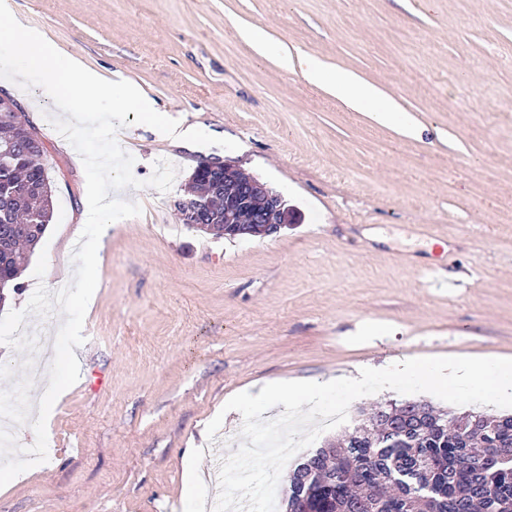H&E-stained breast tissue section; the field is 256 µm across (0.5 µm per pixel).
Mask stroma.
I'll return each instance as SVG.
<instances>
[{"label":"stroma","instance_id":"1","mask_svg":"<svg viewBox=\"0 0 512 512\" xmlns=\"http://www.w3.org/2000/svg\"><path fill=\"white\" fill-rule=\"evenodd\" d=\"M11 2L62 51L239 147L179 143L127 114L117 141L143 185L116 196L142 212L103 233L79 379L47 426V462L0 488V512H196L185 474L212 493L206 449L237 448L243 418L222 411L237 393L367 363L512 357V0ZM257 25L379 87L417 132L259 55ZM0 93L39 130L53 189L47 271L35 278L31 254L21 310L37 285L72 279L86 176L43 88L0 79ZM225 156L298 222L236 240L181 227L194 168ZM161 159L176 169L166 192L146 184Z\"/></svg>","mask_w":512,"mask_h":512}]
</instances>
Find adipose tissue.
<instances>
[{
    "mask_svg": "<svg viewBox=\"0 0 512 512\" xmlns=\"http://www.w3.org/2000/svg\"><path fill=\"white\" fill-rule=\"evenodd\" d=\"M334 91L338 98L352 108L374 112L381 122L399 125L409 132L415 129L410 116L393 100L353 73L344 72L337 75Z\"/></svg>",
    "mask_w": 512,
    "mask_h": 512,
    "instance_id": "adipose-tissue-1",
    "label": "adipose tissue"
}]
</instances>
